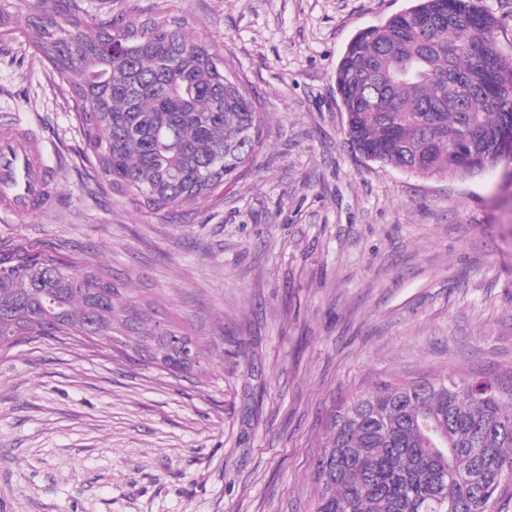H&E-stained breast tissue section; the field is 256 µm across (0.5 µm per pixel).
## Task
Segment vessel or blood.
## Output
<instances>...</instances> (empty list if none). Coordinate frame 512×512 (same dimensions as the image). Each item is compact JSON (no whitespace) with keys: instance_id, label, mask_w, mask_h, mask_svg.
Wrapping results in <instances>:
<instances>
[{"instance_id":"1","label":"vessel or blood","mask_w":512,"mask_h":512,"mask_svg":"<svg viewBox=\"0 0 512 512\" xmlns=\"http://www.w3.org/2000/svg\"><path fill=\"white\" fill-rule=\"evenodd\" d=\"M43 153L41 141L25 130L0 128V209L31 217L50 198L54 179Z\"/></svg>"}]
</instances>
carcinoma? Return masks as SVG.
<instances>
[{
  "instance_id": "1",
  "label": "carcinoma",
  "mask_w": 512,
  "mask_h": 512,
  "mask_svg": "<svg viewBox=\"0 0 512 512\" xmlns=\"http://www.w3.org/2000/svg\"><path fill=\"white\" fill-rule=\"evenodd\" d=\"M408 12L360 30L338 64L346 139L423 176L512 158V58L496 18L477 0H415ZM22 30L71 90L89 167L142 213L189 211L245 176L264 145L259 100L226 75L220 46L176 17L90 25L40 10ZM163 334L203 350L80 259L0 246V350L78 338L176 375L174 353L153 356ZM313 483L310 512H497L512 494V375L384 383L343 400Z\"/></svg>"
}]
</instances>
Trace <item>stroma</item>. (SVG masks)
I'll list each match as a JSON object with an SVG mask.
<instances>
[{"instance_id":"obj_1","label":"stroma","mask_w":512,"mask_h":512,"mask_svg":"<svg viewBox=\"0 0 512 512\" xmlns=\"http://www.w3.org/2000/svg\"><path fill=\"white\" fill-rule=\"evenodd\" d=\"M170 15L222 44L267 112L254 166L190 214L149 216L85 162L68 86L0 36V126L45 144L57 191L0 245L79 258L207 345L175 378L107 347L0 352V512H307L334 405L397 380L512 374V188L422 176L347 141L336 68L412 0H78Z\"/></svg>"}]
</instances>
